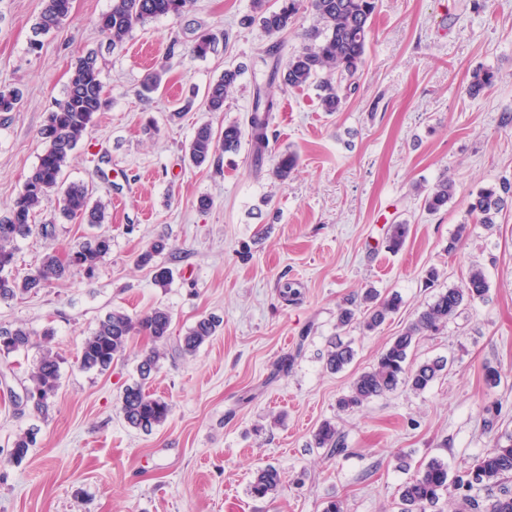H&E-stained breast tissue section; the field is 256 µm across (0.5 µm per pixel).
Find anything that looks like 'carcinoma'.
<instances>
[{
	"mask_svg": "<svg viewBox=\"0 0 512 512\" xmlns=\"http://www.w3.org/2000/svg\"><path fill=\"white\" fill-rule=\"evenodd\" d=\"M44 6L33 30L46 35L57 30L71 9V0H43ZM192 0H112V9L101 15L98 26L116 46L139 25L159 16H180L191 6ZM253 15L247 21H259L270 35H278L293 27L300 9V0H279V6L271 8L267 0H252ZM309 8L315 25L305 31L307 44L288 56L282 69H274L264 81L255 83L251 113L247 122H232L217 132L211 124H200L186 150L189 162L201 167L216 157L217 149L226 152L238 150L245 138H250L253 154L261 157L269 145V129L276 101L271 87L276 78L284 86L301 88L316 84L320 90V103L325 112L342 111L349 95L357 88L356 79L361 72L377 10V0H309ZM215 37L202 34L195 38L191 53L206 56L214 47ZM241 69H226L224 74L208 87L205 105L210 112L224 111V103L232 93ZM496 80L493 70H475L470 77L468 91L477 95L492 87ZM105 105L101 70L97 58L87 55L76 60L62 100L48 116L39 135L45 143L40 156L22 191L14 199L10 209L0 216V301H8L19 294H36L48 283L66 276L72 268L82 270L87 276L95 274L101 260L112 249V237L94 235L71 248L65 260L54 255L23 278L13 274L15 264L14 242L33 232L49 236L55 231V220L34 224L32 219L42 201L52 190L60 193V214L64 218H80L93 226L106 218L105 205L91 202L88 189L81 183L63 185L62 173L92 124L94 115ZM298 165V156L286 152L278 156L275 176L285 181ZM454 195V183L445 178L439 181L424 197L427 211L437 213L448 205ZM512 199V185L505 182L497 187L480 189L469 203V212L478 223L488 227L496 223L498 215ZM406 224H394L387 237V247L399 251L408 236ZM166 250L162 239L153 241L139 254L138 264L154 268V283L162 288L172 280V272L155 258ZM488 281L479 267L469 270L461 288L452 287L440 291L433 301L419 313L402 333L394 337L382 350L375 366L356 377L347 394L338 400L342 410H353L376 397L393 392L403 385L414 392L425 391L438 374L446 368L447 361L435 359L419 365L409 362V352L418 337L436 333L448 325L468 304L485 299ZM400 304L398 295L380 297L377 291L368 289L361 302L350 300L340 309L339 324L347 326L355 320L358 307H363L361 324L367 332L376 331L385 320L396 312ZM172 315L164 308L131 316L114 310L99 320L96 328L82 342L78 364L84 371L103 372L124 351L129 338L135 334L148 337L154 347L142 356L137 366L139 380L125 387L121 396V413L127 426L151 432L163 424L170 415L171 406L163 398L146 392L145 385L158 370L159 344H166L171 337ZM220 319L207 316L198 319L184 336L179 338L178 350L193 355L216 333ZM0 356L25 351L33 346L34 333L23 326H0ZM354 357L352 348L339 341L325 355L326 368L339 372ZM33 401L32 411L47 414L50 401L60 383V360L48 348L43 349L38 363L29 375ZM314 444L335 454L344 448V441L336 425L325 421L313 434ZM36 443V433L29 431L15 439L8 453V460L20 463L28 456ZM512 479V435L496 441L479 456L465 475L448 481V464L441 459L428 462L410 481L400 488V512H443L438 504L449 487L463 490L464 505L471 512H512V490L507 482ZM282 482L281 471L271 465L258 469L249 485L250 494L264 499L277 492ZM499 487L498 495L485 504L468 495L475 487Z\"/></svg>",
	"mask_w": 512,
	"mask_h": 512,
	"instance_id": "1",
	"label": "carcinoma"
}]
</instances>
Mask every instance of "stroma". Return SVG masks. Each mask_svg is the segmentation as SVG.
Masks as SVG:
<instances>
[{
    "label": "stroma",
    "mask_w": 512,
    "mask_h": 512,
    "mask_svg": "<svg viewBox=\"0 0 512 512\" xmlns=\"http://www.w3.org/2000/svg\"><path fill=\"white\" fill-rule=\"evenodd\" d=\"M111 6L72 0L60 29L34 49L42 0H0V89L22 92L16 111L0 112V212L37 165L39 130L78 57L96 55L108 98L63 172L106 202L104 224L58 217L50 193L34 221L56 218V233L18 239L14 272L94 235L112 238L94 277L74 269L38 294L0 302V325L52 330L62 359L44 418L22 400L38 348L0 357V449L37 432L21 464L0 463V512H321L330 497L344 512H400L401 487L431 459L447 462L453 478L512 434V203L490 230L468 212L471 193L512 182V125L503 123L512 114V0H379L359 86L342 111L323 112L312 85L274 89L277 138L265 155L245 144L200 168L183 160L196 127L245 119L261 57L274 46L284 57L298 50L312 14L300 10L292 29L270 36L244 24L251 0H195L189 13L148 20L115 48L98 27ZM203 30L229 39L198 58L190 47ZM230 65L243 68L234 93L223 111H206L201 97ZM163 66L160 90L139 97L145 74ZM479 67L497 82L473 96ZM192 94L198 104L169 121ZM285 150L299 164L283 182L272 170ZM444 178L454 196L428 212L423 196ZM202 196L212 201L205 211ZM394 224L410 227L397 252L386 243ZM461 224L468 232L449 250ZM160 237L172 271L165 288L135 262ZM474 266L489 282L485 300L420 337L409 355L415 364L446 360L432 385L339 410L354 378L436 289L460 286ZM432 268L434 289L425 285ZM287 282L300 289L296 300L281 298ZM367 288L398 293V312L372 333L339 329V304ZM156 307L171 312L172 333L146 389L172 412L145 434L126 426L120 398L150 341L133 336L102 373L81 370L77 356L107 313ZM210 314L221 320L216 335L182 355L179 337ZM338 339L355 357L331 373L324 356ZM488 366L497 385L485 381ZM327 420L344 440L334 456L313 441ZM266 465L283 481L273 497L253 498L248 485Z\"/></svg>",
    "instance_id": "stroma-1"
}]
</instances>
